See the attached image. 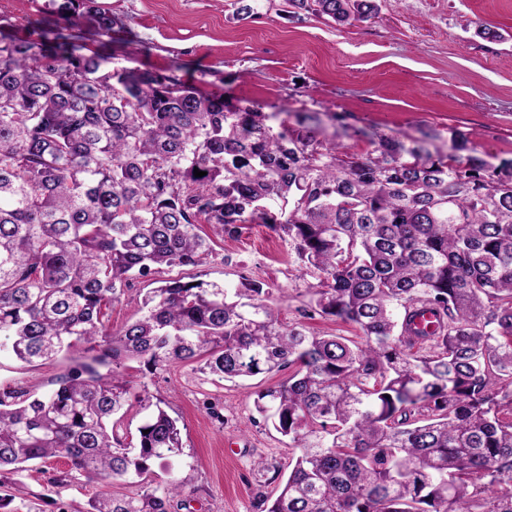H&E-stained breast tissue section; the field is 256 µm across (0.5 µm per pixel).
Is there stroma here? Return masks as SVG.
Listing matches in <instances>:
<instances>
[{"label": "stroma", "instance_id": "stroma-1", "mask_svg": "<svg viewBox=\"0 0 512 512\" xmlns=\"http://www.w3.org/2000/svg\"><path fill=\"white\" fill-rule=\"evenodd\" d=\"M123 20L107 49L113 67L176 70L203 93L250 101L285 112H346L352 124L398 136L434 128L471 133L492 164L512 159V0H378L377 18L338 25L312 14L292 17L288 0H256L254 16L237 19L238 0H101ZM34 0H0V30L38 37ZM500 39L478 35L479 26ZM217 255L195 270L221 283L265 281L284 322L299 320L305 282L288 258V244L254 224L218 240ZM73 364L63 354L26 365L0 357V385L35 394L50 391ZM134 389L165 402L177 420L183 452L176 469L151 463L147 479L166 487L187 474L197 492L187 512H260L274 496L273 474H288L292 450L254 411L256 390L279 382L259 375L216 381L199 363L153 371L127 362ZM65 459L28 463L0 479L10 512H86L102 490L78 475L55 487Z\"/></svg>", "mask_w": 512, "mask_h": 512}]
</instances>
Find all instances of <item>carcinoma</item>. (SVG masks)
I'll list each match as a JSON object with an SVG mask.
<instances>
[{"mask_svg": "<svg viewBox=\"0 0 512 512\" xmlns=\"http://www.w3.org/2000/svg\"><path fill=\"white\" fill-rule=\"evenodd\" d=\"M289 3L337 23L379 11ZM39 12L87 18L101 39L120 23L98 0ZM278 116L171 72L115 69L79 31L0 34V352L78 354L45 394L0 390V475L65 458L55 486L73 471L140 477L88 512H171L191 477L159 490L142 475L174 465L181 431L123 369L202 361L222 381L288 371L253 400L295 450L263 512H512V161L490 163L454 128L446 152L430 130L369 137L358 153L328 141L317 112ZM247 224L287 240L313 279L303 315L359 340L283 323L258 280L160 279L207 263L214 237ZM136 280L159 287L114 330L107 310ZM426 312L430 332L414 327Z\"/></svg>", "mask_w": 512, "mask_h": 512, "instance_id": "cac0c4a2", "label": "carcinoma"}]
</instances>
